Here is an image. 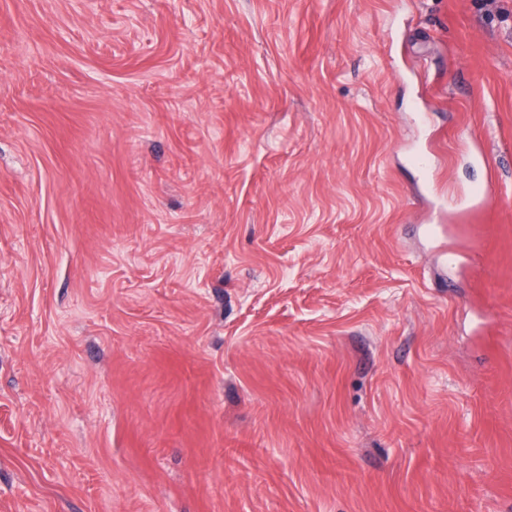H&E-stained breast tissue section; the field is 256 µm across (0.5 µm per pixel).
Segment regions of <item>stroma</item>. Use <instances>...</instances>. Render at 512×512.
Segmentation results:
<instances>
[{
	"instance_id": "1",
	"label": "stroma",
	"mask_w": 512,
	"mask_h": 512,
	"mask_svg": "<svg viewBox=\"0 0 512 512\" xmlns=\"http://www.w3.org/2000/svg\"><path fill=\"white\" fill-rule=\"evenodd\" d=\"M0 512H512V0H0Z\"/></svg>"
}]
</instances>
